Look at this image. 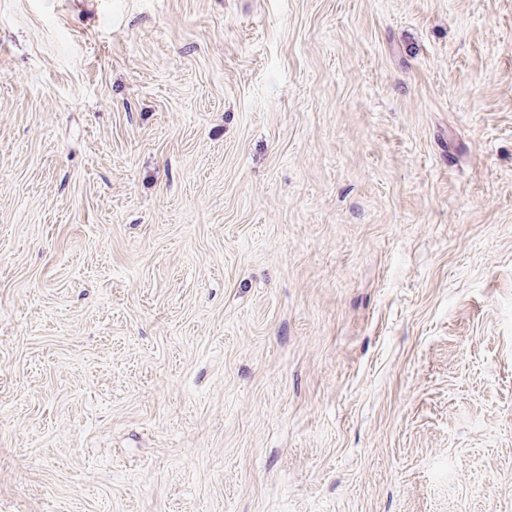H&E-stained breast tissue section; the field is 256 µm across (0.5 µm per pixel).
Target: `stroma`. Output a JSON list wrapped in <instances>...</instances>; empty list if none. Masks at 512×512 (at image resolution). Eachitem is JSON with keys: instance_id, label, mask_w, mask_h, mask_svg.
<instances>
[{"instance_id": "35a3bbf8", "label": "stroma", "mask_w": 512, "mask_h": 512, "mask_svg": "<svg viewBox=\"0 0 512 512\" xmlns=\"http://www.w3.org/2000/svg\"><path fill=\"white\" fill-rule=\"evenodd\" d=\"M0 512H512V0H0Z\"/></svg>"}]
</instances>
